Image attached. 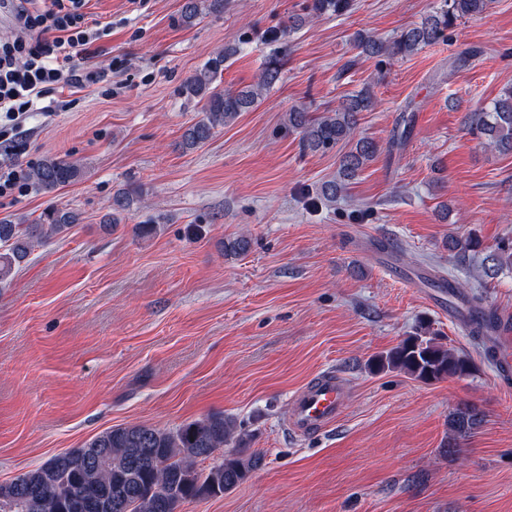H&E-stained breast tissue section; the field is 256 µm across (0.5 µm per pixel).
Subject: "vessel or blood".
I'll return each instance as SVG.
<instances>
[{"instance_id":"1","label":"vessel or blood","mask_w":512,"mask_h":512,"mask_svg":"<svg viewBox=\"0 0 512 512\" xmlns=\"http://www.w3.org/2000/svg\"><path fill=\"white\" fill-rule=\"evenodd\" d=\"M345 398L342 378L333 372L317 377L295 393L292 399L291 430L305 435L333 424Z\"/></svg>"}]
</instances>
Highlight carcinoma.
I'll list each match as a JSON object with an SVG mask.
<instances>
[{"label":"carcinoma","instance_id":"carcinoma-1","mask_svg":"<svg viewBox=\"0 0 512 512\" xmlns=\"http://www.w3.org/2000/svg\"><path fill=\"white\" fill-rule=\"evenodd\" d=\"M489 3L490 0H443L440 8L392 40L360 31L352 36L353 46L360 56H411L443 38L445 31L457 21L484 14ZM351 8L352 0H307L304 11L306 17H318L342 15ZM298 21H305V17L290 19L288 25L268 30L266 40L279 42L295 30ZM234 53L232 48L218 51L182 84L181 94L199 105L198 119L182 135V149H195L210 140L217 129L260 103L279 80L283 62L272 55L254 83L239 90L224 89V64ZM377 103L373 90L364 87L339 99L336 107L322 113L298 108L288 111L285 125L288 131L300 135L304 149L325 152L340 143L348 146L341 157L337 178L323 182L319 188L320 203L326 205L335 200L376 156L377 144L358 135V126L359 115L374 110ZM468 121L469 130L486 147L512 151V87L490 106L469 113ZM84 174L85 165L81 161L68 155L51 156L32 170L30 178L38 189L53 192L80 180ZM142 200L143 191L138 187L129 184L118 189L112 196V213L101 225L103 231L112 232V227L119 223L117 215ZM80 221L77 211L55 206L45 209L30 223L21 218H1L0 285L12 280L35 248L69 233ZM481 246L475 235L464 239L453 237L448 243L457 257L476 252ZM482 268L484 276L490 279L512 268V242H504L497 251L486 255ZM453 288L452 298L464 304L467 311L488 309L487 296L482 292L467 294L457 282ZM372 367L376 371L404 372L423 382L463 378L472 371L466 356L437 342L423 328L377 356ZM482 421L483 415L474 408L456 409L448 418V447L471 434ZM238 440L236 421L222 414L185 420L174 427L130 423L110 428L82 447L73 448L63 456L56 455L16 479L23 493L32 486L42 487L36 512H180L188 501L224 496L262 465L263 452L240 448ZM141 448L155 452V464H138ZM214 448L224 449L223 460L209 463L204 453Z\"/></svg>","mask_w":512,"mask_h":512}]
</instances>
